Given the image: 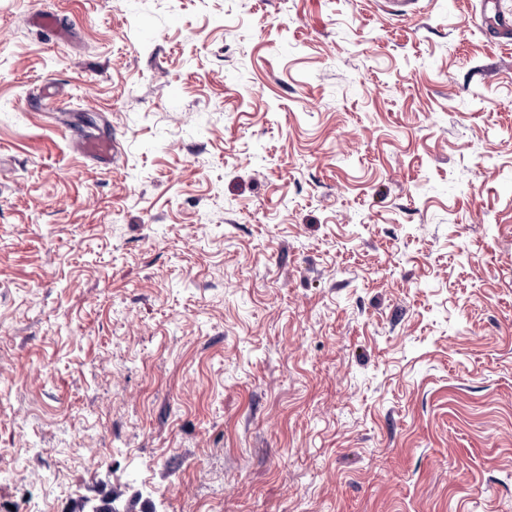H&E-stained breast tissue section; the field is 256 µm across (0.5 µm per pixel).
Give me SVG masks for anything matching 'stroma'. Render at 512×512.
Wrapping results in <instances>:
<instances>
[{"mask_svg": "<svg viewBox=\"0 0 512 512\" xmlns=\"http://www.w3.org/2000/svg\"><path fill=\"white\" fill-rule=\"evenodd\" d=\"M490 9L0 0V512H512Z\"/></svg>", "mask_w": 512, "mask_h": 512, "instance_id": "stroma-1", "label": "stroma"}]
</instances>
